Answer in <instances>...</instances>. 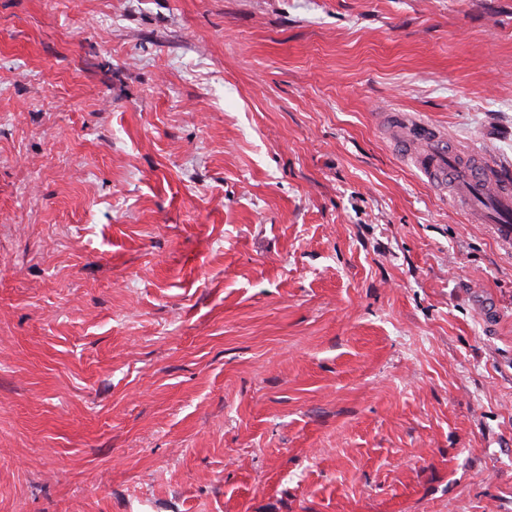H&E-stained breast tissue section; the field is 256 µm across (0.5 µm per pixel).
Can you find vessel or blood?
<instances>
[{"label":"vessel or blood","mask_w":512,"mask_h":512,"mask_svg":"<svg viewBox=\"0 0 512 512\" xmlns=\"http://www.w3.org/2000/svg\"><path fill=\"white\" fill-rule=\"evenodd\" d=\"M396 135L415 166L440 188L463 185L459 203L469 218L494 225L499 237L512 242V178L476 153L449 147L446 136L423 119L397 128Z\"/></svg>","instance_id":"obj_1"}]
</instances>
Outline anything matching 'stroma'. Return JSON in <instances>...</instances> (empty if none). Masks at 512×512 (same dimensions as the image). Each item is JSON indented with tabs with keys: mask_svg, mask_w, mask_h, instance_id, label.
I'll return each mask as SVG.
<instances>
[{
	"mask_svg": "<svg viewBox=\"0 0 512 512\" xmlns=\"http://www.w3.org/2000/svg\"><path fill=\"white\" fill-rule=\"evenodd\" d=\"M512 0H0V512H512ZM401 147L431 183L447 190L448 181L465 186L460 206L478 224H494L499 237L512 242V183L476 153L448 147V139L423 119L394 126Z\"/></svg>",
	"mask_w": 512,
	"mask_h": 512,
	"instance_id": "35a3bbf8",
	"label": "stroma"
}]
</instances>
